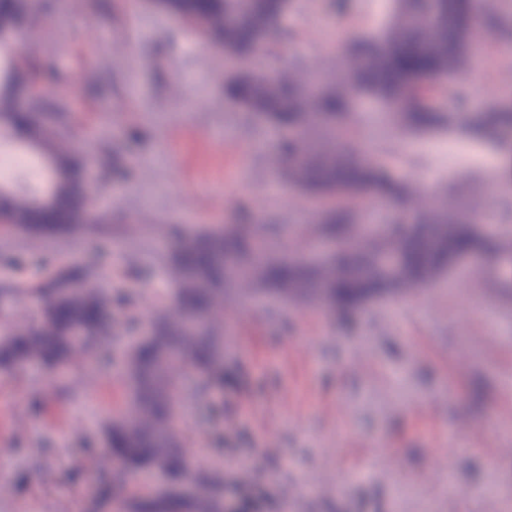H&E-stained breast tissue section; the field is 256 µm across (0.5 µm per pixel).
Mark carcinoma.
Here are the masks:
<instances>
[{
  "mask_svg": "<svg viewBox=\"0 0 512 512\" xmlns=\"http://www.w3.org/2000/svg\"><path fill=\"white\" fill-rule=\"evenodd\" d=\"M163 8L184 20L207 42L224 37V53L235 60L224 78V98L241 112L277 127L283 134L279 178L323 204L321 236L343 243L334 261L320 265L280 252L273 239L279 225L252 224L243 215L237 224L202 225L186 230L169 225L173 237L187 245L165 261L163 272L173 286L171 303L152 322L149 335L123 339V319L111 316L117 294L125 307L132 298L123 283L104 282L90 265L52 270L41 288L43 296L59 286L55 302L44 301L35 322L8 321V304L25 293L17 282L0 288V369L18 370L37 362L61 369L80 364L92 373L118 367L126 379L123 409L105 415L99 428L110 450L122 464L116 470L125 485L111 483L105 474V456L86 452V463L98 478L93 512L112 505L115 512H224V470L220 465L198 469L181 456L177 428L179 394L185 383L173 376L174 365L190 364L195 377L209 384L224 373V294L234 291L226 262H237L235 276L246 281L242 295L265 293L295 305L316 304L348 313L372 299L409 293L436 285L452 258L477 249L505 263L512 277V238L486 239L475 216L448 213V209L421 208L419 190L410 180L393 176L389 166L365 155L359 146L340 141L350 121L355 98L371 97L386 105L401 102L404 129L412 136L440 131L450 136L493 139L498 149L512 154V96L503 97L481 112L465 111L471 75L482 53L475 50L474 34L486 30L512 46V29L481 0L473 8L467 0H392L391 21L378 34L360 33L346 42L356 61L334 87L315 77L304 85L316 101L307 107L294 84L278 81L266 70L271 55L266 40L275 29L283 0H161ZM17 0H0V38L18 37ZM44 68L22 53L0 69V123L15 142L41 149L45 159L47 192L24 197L0 187V225L24 230L42 227L46 238L74 234L71 223L83 206L81 155L71 147L57 116L21 112L10 89L19 79L41 81ZM448 99V106L438 98ZM396 200L408 205L402 226L390 234L368 239L357 231L365 223L363 204ZM399 245L403 265L389 273L383 259ZM205 312L207 324L193 326L180 312ZM80 325L90 335L108 334L79 344L69 326ZM165 480L153 484L140 479L156 471Z\"/></svg>",
  "mask_w": 512,
  "mask_h": 512,
  "instance_id": "1",
  "label": "carcinoma"
}]
</instances>
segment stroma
<instances>
[{"mask_svg": "<svg viewBox=\"0 0 512 512\" xmlns=\"http://www.w3.org/2000/svg\"><path fill=\"white\" fill-rule=\"evenodd\" d=\"M22 51L53 76L37 108L65 116L70 144L89 161L94 223L47 240L0 230V282L25 283L9 313L33 317L45 273L95 262L135 299L143 334L169 299L158 293L168 227L235 223L242 209L286 225L280 246L316 254L317 201L277 180V131L224 98L222 48L147 0H42ZM390 0H293L270 64L333 80L340 39L379 33ZM481 110L512 91V62L486 32ZM362 102L344 132L371 155L392 157L422 195L483 216L486 236L512 235V185L484 161L487 143L410 136L377 124ZM491 257L446 282L372 300L350 314L270 299L229 298L220 408L182 400L183 448L196 464L221 458L279 501L277 512H512V287L488 296ZM125 403L112 370L87 377L71 366L0 371V461L9 484L0 512H89L96 481L78 450L97 420ZM244 441L224 447V425ZM24 477L22 489L12 480Z\"/></svg>", "mask_w": 512, "mask_h": 512, "instance_id": "obj_1", "label": "stroma"}]
</instances>
